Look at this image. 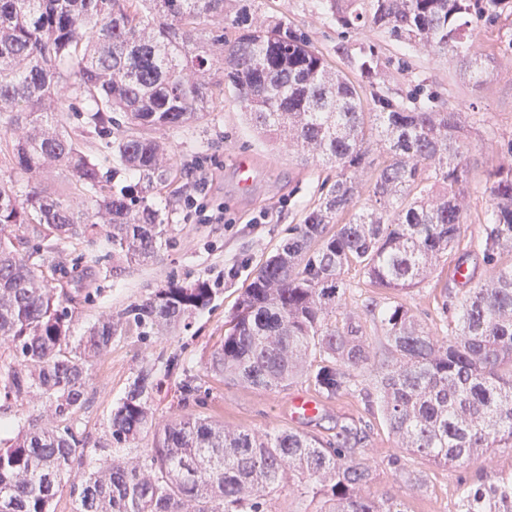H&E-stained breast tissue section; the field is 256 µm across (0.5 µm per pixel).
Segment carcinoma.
I'll return each instance as SVG.
<instances>
[{
	"label": "carcinoma",
	"instance_id": "1",
	"mask_svg": "<svg viewBox=\"0 0 512 512\" xmlns=\"http://www.w3.org/2000/svg\"><path fill=\"white\" fill-rule=\"evenodd\" d=\"M227 0H0V396L41 401L55 417L84 403L89 367L134 326L148 336L206 309L209 280H170L148 298L70 336L80 289L47 274L40 248L103 237L112 261L154 257L170 243L153 198L178 179L158 134L208 120L226 86L256 128L336 167V181L239 295L210 369L251 386L287 388L304 373L327 399L360 398L402 458L437 466L477 450L512 448V141L489 172L479 247L488 278L455 305L450 334L426 330L399 301H348L345 274L399 294L420 284L459 242L470 165L462 112L397 100L376 82L366 40L354 63L365 85L336 70L303 31L224 12ZM344 34L381 30L428 55L450 54L474 85L495 50L474 47L471 19L512 16V0H324ZM369 92H363V87ZM107 152L90 154L93 138ZM64 168L66 189L33 179ZM133 174L137 182L127 183ZM386 342L374 353L361 315ZM152 371L112 411V443L154 429L143 459H102L75 472L85 440L41 415L0 446V512H51L69 487L73 512H279L284 484L316 512H407L402 497L371 498L376 468L359 457L369 432L343 425L336 441L258 435L207 417L153 421ZM459 512H512V472L460 492Z\"/></svg>",
	"mask_w": 512,
	"mask_h": 512
}]
</instances>
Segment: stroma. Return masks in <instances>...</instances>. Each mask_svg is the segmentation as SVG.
<instances>
[{
	"label": "stroma",
	"mask_w": 512,
	"mask_h": 512,
	"mask_svg": "<svg viewBox=\"0 0 512 512\" xmlns=\"http://www.w3.org/2000/svg\"><path fill=\"white\" fill-rule=\"evenodd\" d=\"M251 11L254 16L274 17L306 32L333 67L358 80L350 55L357 52L362 39L341 36L321 0H254ZM370 38L385 66V85L396 98L413 94L421 101L433 99L438 107L465 112L471 127L467 141L471 178L459 248L449 254L447 263L403 297L421 323L433 335L443 337L449 333L451 316L442 312L440 305H456L467 287L452 275L458 257L466 259L469 285H478L489 275L478 243L490 207L485 191L487 173L498 157L485 143L491 139L504 147L512 141V57L499 58L483 84L476 86L452 58L427 56L378 31L371 32ZM164 138L183 172L176 195L163 194L155 199L169 218L171 246L153 260L123 266L118 275L112 272L110 247L101 238L91 243H63L47 254L46 263L69 270L92 266L97 271L89 299L73 312L71 335L76 340L86 336L98 318L147 298L167 281L191 282L204 277L217 293L209 308L164 335L143 336L131 329L115 337L110 351L94 363L87 401L70 421L87 441L85 461L112 453L135 457L151 447L153 435L148 432L131 447L113 449L110 433L113 408L139 371L149 368L160 382L150 399L154 416L160 421L190 412L213 417L229 429L259 434L290 429L325 439L334 438L337 425L368 421L366 456L377 469L370 493L379 497L392 492L395 474L388 458L393 438L381 416L369 415L361 399L342 396L327 400L316 418L296 420L290 412L291 398L314 390L306 377L295 378L284 390H265L209 370L211 354L224 336V322L243 288L255 270L286 243L289 227L301 222L322 186L335 181V169L304 160L286 151L281 143L257 135L227 90L218 95L207 126L171 130ZM243 159L253 170V182L246 191L239 188L233 172ZM190 195L203 202L208 211L223 212V223H199L185 205ZM189 374L195 378L197 391L195 403L186 407L181 403V385ZM407 467L425 480L423 488L407 491L408 512H457L461 485H476L491 471L512 472V448L477 451L447 468L411 456Z\"/></svg>",
	"instance_id": "obj_1"
}]
</instances>
